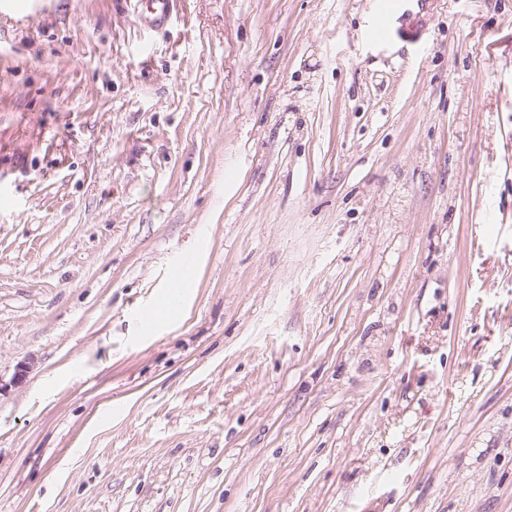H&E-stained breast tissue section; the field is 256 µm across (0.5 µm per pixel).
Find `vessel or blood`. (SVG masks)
<instances>
[{
	"mask_svg": "<svg viewBox=\"0 0 512 512\" xmlns=\"http://www.w3.org/2000/svg\"><path fill=\"white\" fill-rule=\"evenodd\" d=\"M434 3L435 0H374L373 12L362 33L363 44L389 42L404 26L415 31L422 29ZM170 15L171 0H141L140 18L144 26H162Z\"/></svg>",
	"mask_w": 512,
	"mask_h": 512,
	"instance_id": "obj_1",
	"label": "vessel or blood"
}]
</instances>
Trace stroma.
Instances as JSON below:
<instances>
[{
    "label": "stroma",
    "instance_id": "stroma-1",
    "mask_svg": "<svg viewBox=\"0 0 512 512\" xmlns=\"http://www.w3.org/2000/svg\"><path fill=\"white\" fill-rule=\"evenodd\" d=\"M137 2L0 0V512H512V0ZM140 18L144 26L156 28L167 23L171 15V0H141ZM374 2L373 12L368 17L362 33V43L366 46L391 41L399 34L402 26L415 32L422 29L435 0H374Z\"/></svg>",
    "mask_w": 512,
    "mask_h": 512
}]
</instances>
